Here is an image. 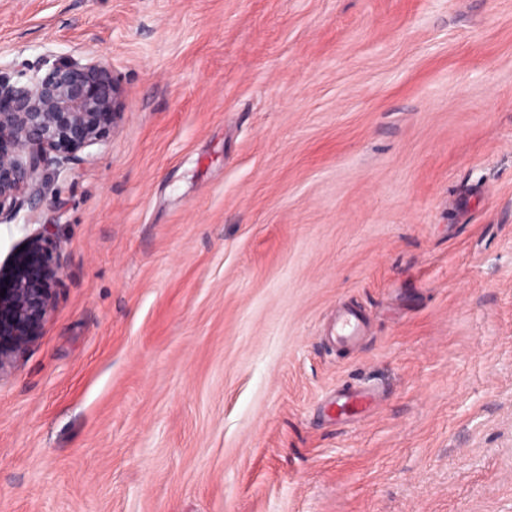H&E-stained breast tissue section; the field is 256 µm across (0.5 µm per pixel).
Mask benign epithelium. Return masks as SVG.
<instances>
[{
  "mask_svg": "<svg viewBox=\"0 0 512 512\" xmlns=\"http://www.w3.org/2000/svg\"><path fill=\"white\" fill-rule=\"evenodd\" d=\"M117 109L118 87L100 59L59 60L24 83L0 75V223L13 220L24 199L42 197L51 167L101 142L102 116ZM63 276L49 224L0 267V378L39 336Z\"/></svg>",
  "mask_w": 512,
  "mask_h": 512,
  "instance_id": "1",
  "label": "benign epithelium"
}]
</instances>
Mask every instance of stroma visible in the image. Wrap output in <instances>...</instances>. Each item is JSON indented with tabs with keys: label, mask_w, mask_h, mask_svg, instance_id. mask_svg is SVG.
<instances>
[{
	"label": "stroma",
	"mask_w": 512,
	"mask_h": 512,
	"mask_svg": "<svg viewBox=\"0 0 512 512\" xmlns=\"http://www.w3.org/2000/svg\"><path fill=\"white\" fill-rule=\"evenodd\" d=\"M58 59L121 112L0 223L66 265L0 512H512V0H0ZM370 401L365 393L356 390L340 391L336 394L335 399L336 413L339 415H358L370 404Z\"/></svg>",
	"instance_id": "stroma-1"
}]
</instances>
